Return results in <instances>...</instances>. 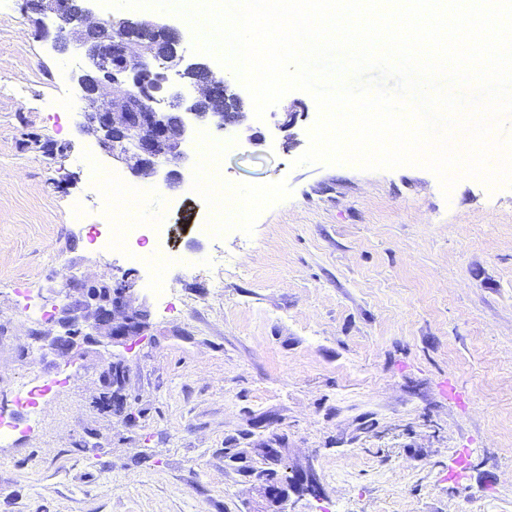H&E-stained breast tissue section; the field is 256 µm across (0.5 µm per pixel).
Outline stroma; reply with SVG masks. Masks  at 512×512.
I'll return each instance as SVG.
<instances>
[{"instance_id":"obj_1","label":"stroma","mask_w":512,"mask_h":512,"mask_svg":"<svg viewBox=\"0 0 512 512\" xmlns=\"http://www.w3.org/2000/svg\"><path fill=\"white\" fill-rule=\"evenodd\" d=\"M83 64L0 0V413L51 387L0 439V512H259L224 450L278 446L322 485L289 512H512V184L463 178L446 196L422 167L297 165L318 116L301 90L250 132L199 127L175 187L139 182L80 128ZM204 140L231 146L224 182L258 193L217 237L197 234L211 210L187 192ZM102 169L170 226L165 295L95 238ZM129 269L144 336L69 364L45 350L66 282ZM20 288L48 315L22 312ZM117 358L133 424L101 402Z\"/></svg>"}]
</instances>
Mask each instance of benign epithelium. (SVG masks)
<instances>
[{
    "label": "benign epithelium",
    "instance_id": "1",
    "mask_svg": "<svg viewBox=\"0 0 512 512\" xmlns=\"http://www.w3.org/2000/svg\"><path fill=\"white\" fill-rule=\"evenodd\" d=\"M23 9L40 38L57 49L73 43L84 56L72 83L84 107L81 130L95 137L102 153L126 165L130 172L153 180L164 173L172 185L183 180L168 168L177 157L186 162L184 144L196 129L210 124L219 130L239 129L245 113L226 114L204 109V103L237 96L224 71L210 62L186 61L184 33L161 18L110 15L96 19L99 0H23ZM139 55L128 54L130 45ZM202 87V97L188 96L184 88ZM112 288L100 300L95 288H82L58 309L61 332L48 348L67 359L87 346L127 348L148 328V311L138 301L135 273L112 275ZM299 480L311 494L320 483L310 464L283 477L275 469H259L251 486L264 501L261 512H288L285 505Z\"/></svg>",
    "mask_w": 512,
    "mask_h": 512
}]
</instances>
